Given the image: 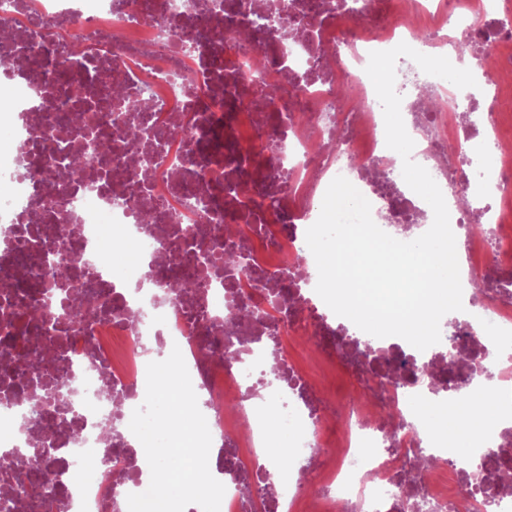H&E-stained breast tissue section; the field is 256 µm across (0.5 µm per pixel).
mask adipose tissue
Instances as JSON below:
<instances>
[{
	"mask_svg": "<svg viewBox=\"0 0 512 512\" xmlns=\"http://www.w3.org/2000/svg\"><path fill=\"white\" fill-rule=\"evenodd\" d=\"M499 413V407L490 404L475 409L465 402L445 409L430 410L427 416L434 422L448 450L459 451L480 434L485 422L497 417Z\"/></svg>",
	"mask_w": 512,
	"mask_h": 512,
	"instance_id": "adipose-tissue-1",
	"label": "adipose tissue"
}]
</instances>
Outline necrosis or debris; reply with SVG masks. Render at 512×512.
<instances>
[{
  "label": "necrosis or debris",
  "mask_w": 512,
  "mask_h": 512,
  "mask_svg": "<svg viewBox=\"0 0 512 512\" xmlns=\"http://www.w3.org/2000/svg\"><path fill=\"white\" fill-rule=\"evenodd\" d=\"M172 22L168 33L136 0H0V485L14 489L10 512H128L127 496L149 486L132 412L146 394L149 362L180 348L192 385L205 393L212 450L225 487L220 512H512L491 459L512 445V414L486 424L485 442L444 452L423 417L428 404L480 392L512 395V287L470 299L456 339L420 351L384 340L347 339L332 328L310 286L304 231L318 219L336 176L370 202L375 223L427 231L431 207L398 178L402 159L386 145L383 108L365 68L369 54L407 43L437 56L470 33L512 30L503 0H401L373 19L379 0H218L216 27L236 24L239 50L220 55L193 42V0H149ZM82 44L70 88L62 57ZM262 69H254L255 58ZM401 114L448 202L468 282L502 279L512 267V132L491 93L465 105L449 81L410 58L395 65ZM115 86L143 91L145 114L106 101ZM276 97H267L268 88ZM440 107L425 108L424 95ZM189 116L192 138L156 141L154 128ZM122 127L132 146L101 155L91 130ZM26 142L18 157L17 142ZM85 161L72 182L71 156ZM195 193L209 222L197 226ZM75 233H66L67 225ZM242 228L249 266L230 278L201 280L181 266L198 245L224 243ZM138 259L117 268L128 246ZM69 266L71 303H107L79 330L43 307L40 284ZM184 291L168 290L173 280ZM346 361L357 393L336 404L319 376L293 353ZM36 348L38 366L24 351ZM492 363V373L450 368L459 355ZM66 377L58 397L42 389ZM300 414L305 431L290 443L310 458L307 473L269 471L268 410ZM432 474L416 477L424 456Z\"/></svg>",
  "instance_id": "necrosis-or-debris-1"
}]
</instances>
